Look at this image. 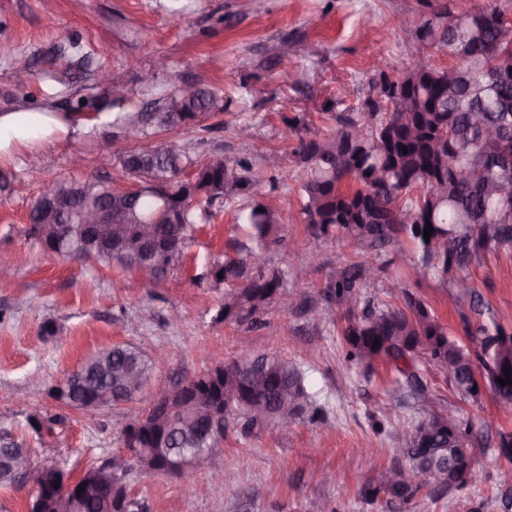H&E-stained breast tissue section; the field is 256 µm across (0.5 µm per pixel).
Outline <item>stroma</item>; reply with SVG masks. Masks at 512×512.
Returning a JSON list of instances; mask_svg holds the SVG:
<instances>
[{
    "label": "stroma",
    "instance_id": "stroma-1",
    "mask_svg": "<svg viewBox=\"0 0 512 512\" xmlns=\"http://www.w3.org/2000/svg\"><path fill=\"white\" fill-rule=\"evenodd\" d=\"M56 0V19L47 22L41 0H0V115L19 114L30 99L59 104L69 97L102 99L97 70L126 86V109L147 112L164 94L185 82L221 89L222 113L177 131L192 151L233 161L249 158L263 180L264 200L294 212L302 199L293 180L292 138L284 123L306 113L312 129H334L331 115L312 111L311 100L350 95L339 111L355 108L375 72L400 73L421 47L412 29L424 10L418 0ZM411 27L397 30L398 18ZM79 39L85 57L68 69L59 54ZM310 44L309 56L281 57L283 41ZM31 62V81L17 86L12 60ZM247 122L253 136H237ZM113 133L112 111L73 125L59 124L0 150V252L13 254L16 274L0 280V429L25 437L35 465L65 466L80 474L123 452L122 434L145 415L148 396L92 410L66 406L55 387L97 350L135 345L161 354L153 381L169 386L211 367L210 352L241 358L240 337L253 353L281 354L306 375L325 410L321 419L300 415L295 425L244 432L227 420L223 447L191 484L173 476L132 477L131 493L147 512H512V487L500 480L512 461L494 449L478 455L481 481L460 491L422 494L408 504L364 502L366 483H380L405 467L400 450L424 411L463 408L486 425L490 436L512 433V419L499 415L491 393L480 405L461 403L445 374L427 368L426 398L413 405L398 393L389 365L356 363L346 357L343 331L350 307L336 308L335 322L322 318L325 291L354 260L367 268L361 299L402 305L388 294L393 279L424 302L457 338H465L469 301L452 283L424 274L415 248L406 241L382 253L354 255L331 236L315 235L303 223L279 225L274 244L258 261L281 270L297 296L288 310L268 303L252 319L227 323L217 312L223 285L209 274L210 262L247 240L238 203L225 205L201 225L180 265L158 281L132 271L88 266L59 257L27 236L29 208L40 187L26 176L34 155L45 164V181L58 177H104L118 165L98 152ZM476 292L506 330H512V250L486 257L466 269ZM59 414L51 434H37L32 417Z\"/></svg>",
    "mask_w": 512,
    "mask_h": 512
}]
</instances>
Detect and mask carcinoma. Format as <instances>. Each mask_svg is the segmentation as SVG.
<instances>
[{
  "label": "carcinoma",
  "mask_w": 512,
  "mask_h": 512,
  "mask_svg": "<svg viewBox=\"0 0 512 512\" xmlns=\"http://www.w3.org/2000/svg\"><path fill=\"white\" fill-rule=\"evenodd\" d=\"M429 14L419 22L417 39L426 48L448 56L458 77L444 79V68L421 71L408 68L396 76V89L387 102L375 97L376 85L355 112H337L336 130L320 135L304 116L288 117L294 143L290 154L295 172L285 176L298 182L303 223L320 236L334 235L357 253L384 251L403 238L418 252L421 268L443 280L458 269L480 262L484 256L512 249V201L505 202L482 186L503 176L512 182V166L497 165L503 151L512 152V82L491 79L497 64L512 71V44L501 42L500 22L512 13V0H492L473 7L466 0H424ZM86 98L66 101L64 113L41 109V119L21 116L17 127L34 131L46 119H68L91 109ZM224 111V98L204 84L185 93L183 86L166 94L149 117L140 112H117L112 124L145 137L188 128L201 119ZM500 135L491 146L482 128ZM119 163L116 175L104 180L60 178L47 183L32 202L28 235L41 243L35 222L41 220L42 197L51 193L65 200L60 223L71 225L70 236L54 249L65 259L96 262L138 271L155 262L154 255L136 245L112 253L85 246L78 212L85 205L112 203L121 214L126 234L136 240L145 222H152L158 237L178 245L184 255L188 242L201 224L213 220V206L221 201L244 200L239 219L247 224L256 253L268 247L280 224L293 220L252 194L261 184L252 163L222 157H203L178 144L159 143L146 149L112 153ZM156 184L165 198L150 193L129 195L134 184ZM432 225L429 239L425 226ZM365 265L355 262L326 290L330 299L347 303L357 298L365 280ZM211 276L224 284V303L218 316L226 322L241 321L280 297L284 273L251 264L239 254L224 256L211 264ZM404 307L365 303L346 326L343 336L347 355L371 364L386 360L397 373V382L417 401H424L425 385L419 375L427 361L439 369L448 364L454 372L448 382L460 400L476 404L478 388L491 391L497 403L512 404V383L505 386L504 367H512L509 339L502 325L465 321L472 345L454 337L428 306L403 292ZM156 360L138 347L117 345L98 351L70 377L74 407L94 409L99 401L121 403L137 399L149 385ZM224 387L228 415L244 420V428L261 429L279 422L284 395L299 400L291 417L307 412L317 419L323 407L310 394L299 368L278 355H248L224 363ZM192 408L179 407L167 436L145 438L137 445L122 440L135 467L152 455L153 473L165 474L167 461L181 455L207 456L219 447L213 438L198 435ZM481 428L458 410L427 413L412 428L403 448L408 470L422 475L412 484L384 480L362 489L367 501L384 497L403 504L411 502L428 485L424 476L437 470H452L456 488L472 485L469 459L487 448ZM12 452H28L23 441H13L0 450V488L13 485L7 467ZM56 512H109L103 496L88 488L76 501H58Z\"/></svg>",
  "instance_id": "cac0c4a2"
}]
</instances>
